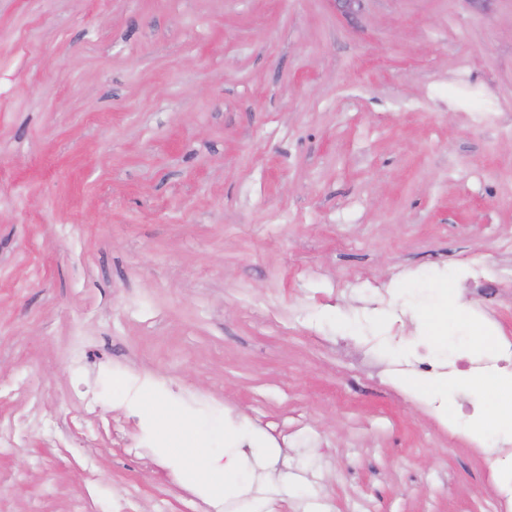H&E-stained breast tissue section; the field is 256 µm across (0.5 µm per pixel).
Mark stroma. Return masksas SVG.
Instances as JSON below:
<instances>
[{"label": "stroma", "mask_w": 512, "mask_h": 512, "mask_svg": "<svg viewBox=\"0 0 512 512\" xmlns=\"http://www.w3.org/2000/svg\"><path fill=\"white\" fill-rule=\"evenodd\" d=\"M471 255L512 270V0H0V512H210L150 396L246 434L225 512H491L405 368L512 336Z\"/></svg>", "instance_id": "obj_1"}]
</instances>
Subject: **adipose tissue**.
Segmentation results:
<instances>
[{"label":"adipose tissue","instance_id":"1","mask_svg":"<svg viewBox=\"0 0 512 512\" xmlns=\"http://www.w3.org/2000/svg\"><path fill=\"white\" fill-rule=\"evenodd\" d=\"M150 413L168 430L165 453L189 482L204 486L215 498L238 486V458L233 448L225 449L223 463H216L209 448L193 435L190 426L178 415L159 408L156 401L148 403Z\"/></svg>","mask_w":512,"mask_h":512}]
</instances>
